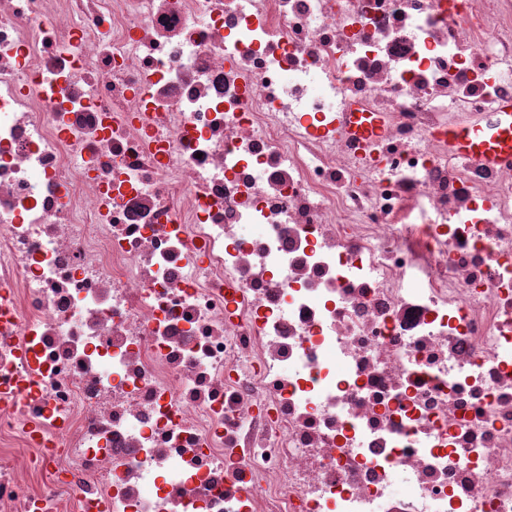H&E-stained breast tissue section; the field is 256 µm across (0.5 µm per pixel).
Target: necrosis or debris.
I'll return each instance as SVG.
<instances>
[{"label":"necrosis or debris","mask_w":512,"mask_h":512,"mask_svg":"<svg viewBox=\"0 0 512 512\" xmlns=\"http://www.w3.org/2000/svg\"><path fill=\"white\" fill-rule=\"evenodd\" d=\"M512 0H0V512H512ZM448 142L457 151L498 162L512 156V103L495 109V119L485 128L448 130Z\"/></svg>","instance_id":"necrosis-or-debris-1"}]
</instances>
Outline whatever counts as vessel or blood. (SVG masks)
<instances>
[{
  "mask_svg": "<svg viewBox=\"0 0 512 512\" xmlns=\"http://www.w3.org/2000/svg\"><path fill=\"white\" fill-rule=\"evenodd\" d=\"M449 144L459 152L497 162L512 156V103L495 110V119L485 128L453 129L448 133Z\"/></svg>",
  "mask_w": 512,
  "mask_h": 512,
  "instance_id": "obj_1",
  "label": "vessel or blood"
}]
</instances>
